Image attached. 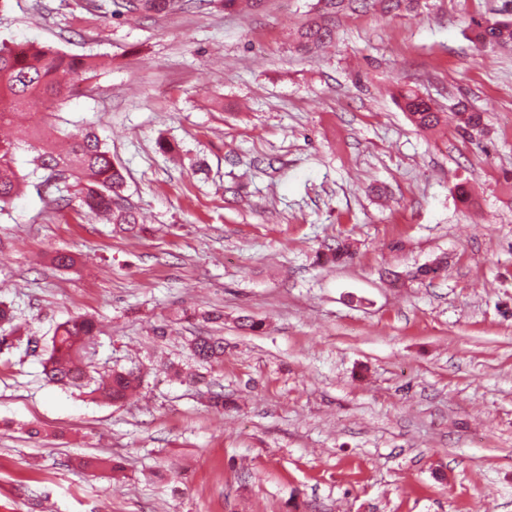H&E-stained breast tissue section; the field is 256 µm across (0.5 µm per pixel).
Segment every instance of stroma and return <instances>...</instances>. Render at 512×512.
<instances>
[{
    "mask_svg": "<svg viewBox=\"0 0 512 512\" xmlns=\"http://www.w3.org/2000/svg\"><path fill=\"white\" fill-rule=\"evenodd\" d=\"M99 2L0 0V44L102 60L29 120L94 128L148 226L58 209L17 153L0 336L40 349L0 346V512H512V48L472 41L512 0H356L313 53L293 33L316 0L139 20ZM404 90L467 100L483 128L421 132ZM340 240L353 256L335 264ZM441 256L444 278L414 279ZM244 314L263 329L243 333ZM77 315L99 327L91 375L140 370L136 399L45 381ZM206 333L224 358L202 366L189 342Z\"/></svg>",
    "mask_w": 512,
    "mask_h": 512,
    "instance_id": "1",
    "label": "stroma"
}]
</instances>
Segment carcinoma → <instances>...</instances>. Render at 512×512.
<instances>
[{"instance_id": "1", "label": "carcinoma", "mask_w": 512, "mask_h": 512, "mask_svg": "<svg viewBox=\"0 0 512 512\" xmlns=\"http://www.w3.org/2000/svg\"><path fill=\"white\" fill-rule=\"evenodd\" d=\"M184 2L121 0L117 6L124 15L149 18L176 11ZM344 2L318 0L316 16L297 32L300 49L317 50L332 42L333 18L344 8ZM473 40L480 48L512 45V19L477 25ZM96 67L97 62L91 56H71L50 45L30 43L22 48L0 45V127H18L16 139H0V203L10 201L21 191L23 177L14 169L13 160L18 151L29 147L36 152L32 160L34 170L47 172L45 185L59 192L54 198L57 206L69 207L76 201L89 214L109 215L122 232H140L144 227L139 224L137 214L121 203L119 188L123 175L94 131L73 137L68 150L61 154L56 151L54 140L45 137L39 127L20 123L32 109L54 111L68 99L72 86ZM401 107L423 132L448 121L447 113L411 90L401 94ZM454 118L458 128L466 133L481 129L484 121L483 113L469 109L464 103L457 106ZM446 267L447 261L440 258L435 266L417 267L414 278L434 280ZM94 333L95 325L87 318L74 317L59 324L43 360L45 379L62 386L84 387L95 399L122 402L137 391L141 376L133 370H113L103 379H94L84 362ZM190 349L197 361L214 363L224 357V339L196 336L190 342Z\"/></svg>"}]
</instances>
